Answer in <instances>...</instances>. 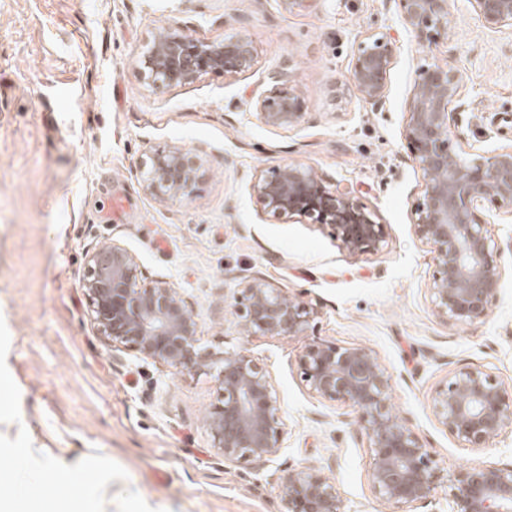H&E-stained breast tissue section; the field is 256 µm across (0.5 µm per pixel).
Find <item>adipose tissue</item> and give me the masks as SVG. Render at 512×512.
Wrapping results in <instances>:
<instances>
[{"label": "adipose tissue", "mask_w": 512, "mask_h": 512, "mask_svg": "<svg viewBox=\"0 0 512 512\" xmlns=\"http://www.w3.org/2000/svg\"><path fill=\"white\" fill-rule=\"evenodd\" d=\"M22 460L19 478L0 477V512H112V464L107 457L53 456L43 448H7Z\"/></svg>", "instance_id": "obj_1"}]
</instances>
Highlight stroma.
I'll return each instance as SVG.
<instances>
[{"mask_svg": "<svg viewBox=\"0 0 512 512\" xmlns=\"http://www.w3.org/2000/svg\"><path fill=\"white\" fill-rule=\"evenodd\" d=\"M171 25L205 42L246 36L254 64L152 86L139 60ZM448 27L420 40L398 0H298L289 10L280 0H0V445L25 439L59 456L110 457L112 512H282L279 478L296 465L320 468L345 512H383L357 412L319 400L301 378L306 347L327 341L377 354L394 408L439 465L428 498L396 512H448L460 468L512 466V426L472 450L431 407L435 387L467 366L512 387V208L476 213L500 247L506 281L471 324L434 315L435 266L411 227L422 173L402 131L418 69L437 62L460 73L451 116L459 140L484 156L512 143V30L488 27L472 0H450ZM369 32L390 34L397 47L386 102L371 106L353 90L335 101ZM287 59L303 115L292 129H272L244 103ZM163 146L202 159L183 201L142 187L150 152ZM292 161L355 187L385 227L383 247L353 256L331 227L260 219L252 176ZM119 192L132 206L123 223H104ZM110 240L135 254L144 278L180 288L201 345L245 348L267 367L288 426L276 460L230 464L213 448L211 376L132 350L113 360L82 288L88 252ZM255 273L313 308L305 332L235 326L230 305L241 277Z\"/></svg>", "mask_w": 512, "mask_h": 512, "instance_id": "stroma-1", "label": "stroma"}]
</instances>
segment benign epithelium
I'll use <instances>...</instances> for the list:
<instances>
[{
	"instance_id": "7a95c632",
	"label": "benign epithelium",
	"mask_w": 512,
	"mask_h": 512,
	"mask_svg": "<svg viewBox=\"0 0 512 512\" xmlns=\"http://www.w3.org/2000/svg\"><path fill=\"white\" fill-rule=\"evenodd\" d=\"M449 0H400L404 26L421 40L448 32ZM484 22L512 28V0H474ZM255 48L244 36L204 43L178 27L155 36L140 66L155 87L189 83L203 73L234 76L248 71ZM396 53L383 33L367 35L354 54L344 88L381 106ZM294 69L285 61L267 74L268 93L250 103L252 115L273 128L290 129L303 115L293 86ZM456 71L433 63L420 69L403 130L422 172V201L412 229L430 247L435 271L428 292L433 313L454 324L487 316L503 287L499 247L487 225L476 220L483 203L512 207V144L490 157H470L451 127V105L461 96ZM201 163L179 147L149 156L142 176L147 193L180 202L192 192ZM252 195L267 220L297 219L329 225L351 255L379 249L383 225L372 220L355 191L327 186L312 167L290 162L251 178ZM83 288L94 327L112 351L131 349L177 371L212 375L218 404L206 427L227 462L262 466L280 452L288 434L269 370L247 350L217 355L197 348V322L172 282L141 278L136 257L125 246L105 242L87 255ZM230 314L243 332L295 336L307 328L313 310L259 275L242 278ZM301 377L320 400L359 412L372 454L371 490L389 507L421 502L432 490L439 465L399 417L391 401V376L377 354L363 346L316 342L299 361ZM440 425L464 447L480 449L512 425V391L479 367L455 371L431 396ZM284 512H344L335 483L311 465L290 467L280 477ZM448 512H512V467L473 465L455 476Z\"/></svg>"
}]
</instances>
